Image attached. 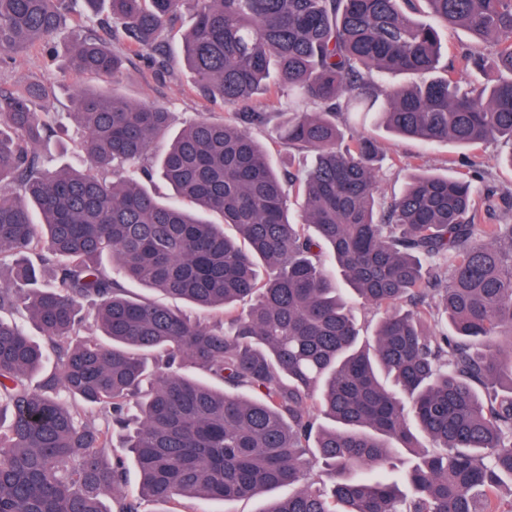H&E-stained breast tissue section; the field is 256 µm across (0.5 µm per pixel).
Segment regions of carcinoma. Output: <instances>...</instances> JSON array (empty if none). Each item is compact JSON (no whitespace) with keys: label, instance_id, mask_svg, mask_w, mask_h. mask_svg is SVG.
<instances>
[{"label":"carcinoma","instance_id":"cac0c4a2","mask_svg":"<svg viewBox=\"0 0 512 512\" xmlns=\"http://www.w3.org/2000/svg\"><path fill=\"white\" fill-rule=\"evenodd\" d=\"M80 1L112 41L163 74L185 65L229 113L166 142L163 107L79 89L85 168L51 172L37 147L56 133L54 86L0 85V512H186L283 486L262 512H512V224L484 223L472 164L415 168L382 199L381 147L344 131L372 112L404 139L512 146V0H201L175 60L165 34L182 0H0V64L35 51L117 81L118 51L67 32ZM449 27L479 43L462 70L496 79L464 85L441 66ZM400 75L423 80L385 86ZM268 93L283 99L276 137L311 164L281 171L250 135L271 120L254 108ZM349 294L379 314L370 340ZM21 311L38 334L10 319ZM398 449L419 457L409 492L362 477ZM315 468L334 472L331 489L307 481Z\"/></svg>","mask_w":512,"mask_h":512}]
</instances>
